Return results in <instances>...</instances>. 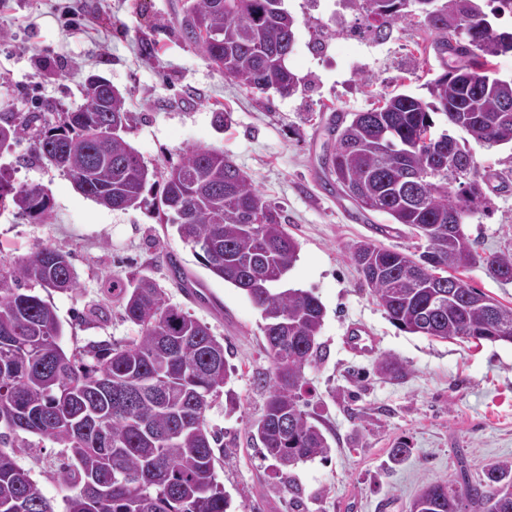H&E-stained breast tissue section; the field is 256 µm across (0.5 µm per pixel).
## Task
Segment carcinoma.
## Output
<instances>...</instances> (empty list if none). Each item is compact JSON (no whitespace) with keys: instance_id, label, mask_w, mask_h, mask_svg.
Returning a JSON list of instances; mask_svg holds the SVG:
<instances>
[{"instance_id":"obj_1","label":"carcinoma","mask_w":512,"mask_h":512,"mask_svg":"<svg viewBox=\"0 0 512 512\" xmlns=\"http://www.w3.org/2000/svg\"><path fill=\"white\" fill-rule=\"evenodd\" d=\"M365 15L381 40L409 16V0H345ZM460 0H434L424 25L442 73L426 82L430 100L392 92L378 106L336 112L327 131L334 139L322 165L333 183L362 211L384 213L423 239L416 255L372 242L348 247L364 285L399 329L512 344V308L499 305L508 332L490 328L485 294L463 284L454 299L436 304L431 281L437 266L448 276L477 262L470 239L448 224L487 207L496 173L479 171L472 156L454 143L455 162L418 143L441 113L448 125L489 148L512 145V81L496 82L492 58L504 53L481 6L448 27ZM297 19L282 0H191L179 21L182 36L203 57L246 89L276 86L283 96L297 89L287 66ZM216 31L219 39L204 33ZM123 96L107 86L88 85L86 102L65 113L56 126L37 125L38 112L0 113V149L32 134L36 155L66 173L76 188L114 210L140 207L153 176L112 124L127 125ZM162 207L180 238L196 250L215 276L245 292L261 310L265 350L274 371L266 382L262 416L253 424L267 454L284 469L330 451L320 428L302 409L304 368L321 352L318 336L324 307L313 294L282 288L298 258L280 210L264 200L253 180L224 152L192 148L181 164L163 173ZM29 216L50 209L37 185L14 186L0 175V207ZM488 274L512 282V250L483 259ZM33 282L47 291L76 288L66 253L39 247L10 266H0V446L28 448L24 438H47L70 453L59 480L75 493L65 512H226L216 465L224 455L223 435L206 422L214 396L233 369L224 338L172 304L153 278L133 273L112 283L123 318L139 334L121 345L93 344L81 356L58 343L62 325L49 301L21 291ZM138 391L136 404L120 406L124 390ZM110 489L106 500L97 488ZM0 512H56L37 482L0 449ZM409 512H512V461L492 465L484 477L465 481V491L446 481L422 489Z\"/></svg>"}]
</instances>
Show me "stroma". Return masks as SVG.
<instances>
[{
    "label": "stroma",
    "instance_id": "35a3bbf8",
    "mask_svg": "<svg viewBox=\"0 0 512 512\" xmlns=\"http://www.w3.org/2000/svg\"><path fill=\"white\" fill-rule=\"evenodd\" d=\"M186 4L0 0V113L41 112L59 124L85 102L88 79L97 75L124 97L130 120L123 136L149 169L167 171L188 149L209 147L252 178L299 244L286 287L312 293L325 307L322 356L304 369L302 405L329 453L287 471L253 437L272 368L261 311L180 239L158 208L162 182L147 184L140 207L116 211L81 194L67 174L36 158L29 138H20L0 151V172L15 184L40 186L51 208L40 218L0 210V262L25 258L39 246L69 254L74 291L32 288L55 306L66 352L137 334L110 291L113 278L133 272L152 277L171 303L223 337L235 373L207 423L224 435L216 474L228 512H408L426 486L455 480L463 468L475 479L512 460V344L442 341L397 328L362 285L347 247L369 240L416 251L425 242L386 214L361 215L321 166L332 113L371 108L392 91L425 95L426 81L441 72L430 31L411 17L398 21L385 42L355 41L352 30L366 26L359 12L336 0H283L298 20L287 65L299 81L297 92L283 96L239 86L185 42L178 18ZM434 121L437 131L448 130L443 115ZM451 133L479 169L512 177L511 145L489 148L461 130ZM464 230L482 257L511 249L512 191L491 195L489 210L467 218ZM171 257L187 287L172 283ZM353 321L372 330V355L347 351L344 333ZM383 358L397 360L402 376L381 374ZM32 442L33 450L16 449L17 459L64 512L69 490L57 471L67 459L49 439ZM402 442L411 454L393 463L391 452Z\"/></svg>",
    "mask_w": 512,
    "mask_h": 512
}]
</instances>
